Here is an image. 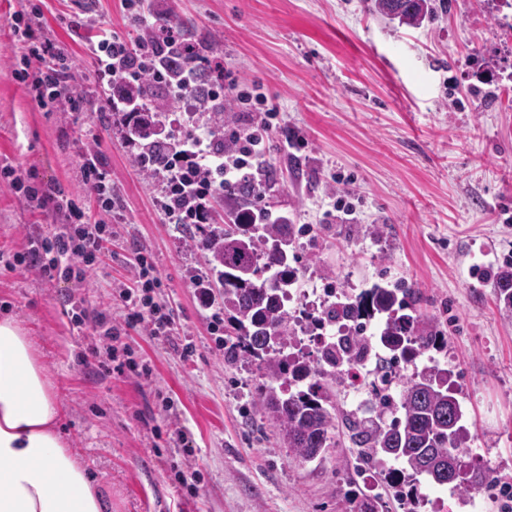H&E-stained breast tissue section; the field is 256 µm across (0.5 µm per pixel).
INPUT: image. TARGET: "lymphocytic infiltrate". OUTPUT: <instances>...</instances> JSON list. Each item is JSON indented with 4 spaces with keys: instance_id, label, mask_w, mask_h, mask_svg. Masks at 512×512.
Wrapping results in <instances>:
<instances>
[{
    "instance_id": "1",
    "label": "lymphocytic infiltrate",
    "mask_w": 512,
    "mask_h": 512,
    "mask_svg": "<svg viewBox=\"0 0 512 512\" xmlns=\"http://www.w3.org/2000/svg\"><path fill=\"white\" fill-rule=\"evenodd\" d=\"M132 27L142 30L136 45L107 33L88 44L89 53L104 74L124 85L144 80L164 84L167 72H177L180 80L169 90L171 99L185 98L199 75L185 62L184 54L174 36L155 35L158 17L148 13L140 0H122ZM22 49L24 69L18 70L19 81L31 84L41 106L54 105L79 111L88 102L86 94L74 86L75 65L52 44H32L29 29L16 30ZM238 80L233 73L213 74L205 97L196 99L192 115L179 121L173 135L162 139L161 152L140 147L134 155L136 166L157 178L161 193L155 203L165 223L210 224L214 221V203L224 191L244 183H259L266 168V141L279 125V110L267 98L241 96L242 104L257 103L259 113L249 127H227L215 133L212 121L214 108L223 106L225 91L235 90ZM64 223L49 236L34 240L24 263L44 279L70 280L84 277L105 250L106 222H89L83 207L67 204ZM138 278L134 285L122 288L118 298L123 312L119 324H112L103 314H75L76 325L94 320L105 339L120 342L128 330H145L161 342L170 341L173 315L170 309L154 302L152 292L160 287L152 264L145 255H138Z\"/></svg>"
}]
</instances>
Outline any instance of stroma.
Listing matches in <instances>:
<instances>
[{"label":"stroma","instance_id":"35a3bbf8","mask_svg":"<svg viewBox=\"0 0 512 512\" xmlns=\"http://www.w3.org/2000/svg\"><path fill=\"white\" fill-rule=\"evenodd\" d=\"M416 29L371 14L367 0H145L194 30L203 63L221 61L241 91L279 108L267 162L276 184L264 202L308 225L296 245L301 287L340 282L357 296L373 284L404 280L421 291L417 308L435 317L470 439L464 466L495 480L477 490L481 512H502L512 488V315L474 269L512 260V44L500 41L495 0H433ZM37 40L61 48L77 66L83 111L41 107L15 72L16 20ZM127 36L120 0H0V165L19 189L0 183V310L21 320L56 386L62 432L112 496V512H352L348 481L382 494L387 512H406L383 483L380 466H360L346 428L323 461L289 458L277 442L257 390L256 368L224 361L229 325L213 329L196 283L211 272L197 242L205 224H167L153 202L161 186L131 158L124 115L101 80L87 45L101 32ZM307 144L287 154V130ZM94 150L121 199L108 225L112 242L85 281H47L19 257L61 218L28 207L23 189H55L90 207L81 178ZM353 207L354 222L328 215L331 195ZM153 263L156 292L173 313L172 343L132 330L115 363L132 358L152 374L103 375L93 350L107 343L92 324L63 313L66 296L120 315L119 288L136 277L135 252ZM191 344L181 357L177 345ZM194 445L184 455L173 439ZM197 474L194 490L176 470Z\"/></svg>","mask_w":512,"mask_h":512}]
</instances>
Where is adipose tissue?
I'll use <instances>...</instances> for the list:
<instances>
[{"mask_svg": "<svg viewBox=\"0 0 512 512\" xmlns=\"http://www.w3.org/2000/svg\"><path fill=\"white\" fill-rule=\"evenodd\" d=\"M63 410L15 315H0V512H107L99 482L67 448Z\"/></svg>", "mask_w": 512, "mask_h": 512, "instance_id": "1", "label": "adipose tissue"}]
</instances>
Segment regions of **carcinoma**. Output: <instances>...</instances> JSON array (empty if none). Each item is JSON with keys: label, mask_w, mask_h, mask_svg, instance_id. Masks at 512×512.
Masks as SVG:
<instances>
[{"label": "carcinoma", "mask_w": 512, "mask_h": 512, "mask_svg": "<svg viewBox=\"0 0 512 512\" xmlns=\"http://www.w3.org/2000/svg\"><path fill=\"white\" fill-rule=\"evenodd\" d=\"M369 10L418 28L433 12L431 0H371ZM180 31L200 58L190 27L175 17L158 21ZM127 127V135L149 140L160 134L150 112ZM301 229L294 224H226L211 230L199 245L221 286L219 298L233 333L224 339V361L256 365L258 389L265 414L278 431L288 455L300 462L322 458L332 445L336 415L331 412L329 387L338 366L364 359L372 340L354 335L336 349L325 345L314 356L288 352L295 336L296 315L284 304L286 290L296 283L294 243ZM497 302L512 310V263L492 272ZM419 289L374 285L342 306L350 319L372 320L374 335L392 349L394 357L428 356L398 392L388 381L372 384L378 412L367 420H347L360 454L375 462L396 461L386 472L398 498H419L420 480L468 493L491 480L486 470L464 469L459 453L469 440L457 390L443 375L431 352L448 347L437 319L416 308Z\"/></svg>", "instance_id": "obj_1"}]
</instances>
